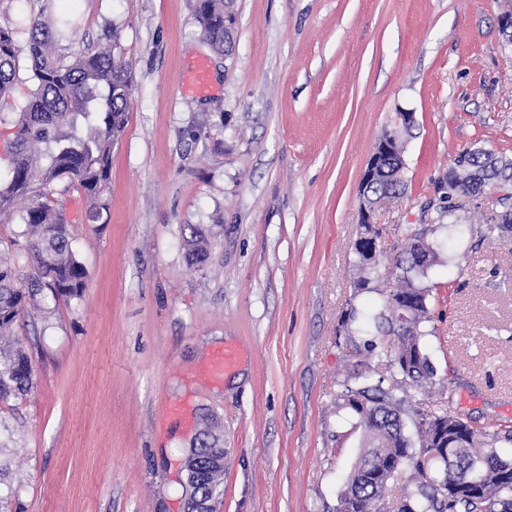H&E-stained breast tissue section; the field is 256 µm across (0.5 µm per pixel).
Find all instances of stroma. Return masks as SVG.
<instances>
[{
  "label": "stroma",
  "instance_id": "obj_1",
  "mask_svg": "<svg viewBox=\"0 0 512 512\" xmlns=\"http://www.w3.org/2000/svg\"><path fill=\"white\" fill-rule=\"evenodd\" d=\"M195 0H0L26 45L33 18L69 54L113 38L131 105L102 206L55 192L88 271L81 298L12 338L36 383L0 401V512H184L182 463L205 418L224 434L217 512H336L363 430L336 409L354 361L389 376L362 331L396 288L408 230L433 227L460 153L512 157V0H234L235 48L203 40ZM209 89L191 90L197 62ZM0 99V176L33 85L20 53ZM406 187L374 215L377 287L355 291L362 173L400 113ZM466 200L438 231L423 348L436 370L415 409L512 430V241L481 235ZM224 233L199 268L182 227ZM357 310L358 334L342 320ZM243 353L221 381L212 355Z\"/></svg>",
  "mask_w": 512,
  "mask_h": 512
}]
</instances>
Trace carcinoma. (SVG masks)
<instances>
[{
  "mask_svg": "<svg viewBox=\"0 0 512 512\" xmlns=\"http://www.w3.org/2000/svg\"><path fill=\"white\" fill-rule=\"evenodd\" d=\"M195 19L204 38L218 54L234 48L233 0H196ZM63 33L48 21H31L26 51L31 60L33 88L18 112L8 156L9 174L0 180V213L19 212L25 238V274L0 259V335L11 333L17 319L31 312L50 314L46 299H78L88 278L77 258L69 222L63 210L51 205L50 195L60 183H76L92 209H97L109 180L112 148L123 132L130 99L127 63L111 48L87 47L69 56L57 52ZM19 47L13 32L0 27V98L8 95L16 76ZM458 163L465 172L455 188L481 195L500 189L505 196L498 204L499 216L486 223L500 236L512 238V159L491 151H466ZM405 162L396 148L383 161L371 184V193H397L404 187ZM354 244L358 277L355 287L370 288L376 271L375 255L365 237L374 233L360 225ZM186 260L203 265L210 254L206 230L185 224ZM440 260V243L422 231L408 235L397 259L400 286L386 294L373 315L377 332L398 338L390 353L389 367L399 376L389 383L380 379L357 388L345 386L336 407L357 418L366 431L363 450L355 461L346 486L338 498L336 512H512V459L502 457L496 447L512 441L494 431H477L461 418L442 413H421L415 420L417 440L405 435L410 406L408 388L424 392L436 385V371L421 342L430 321L431 289L422 283L428 270ZM34 385V367L20 347L0 350V400L24 395ZM224 438L214 425L207 426L192 454L201 462L190 485L192 500L208 499L221 492L224 474L209 470L207 461ZM474 482L473 492L462 488L451 492V483ZM402 483L396 509L387 507L389 488Z\"/></svg>",
  "mask_w": 512,
  "mask_h": 512,
  "instance_id": "cac0c4a2",
  "label": "carcinoma"
}]
</instances>
